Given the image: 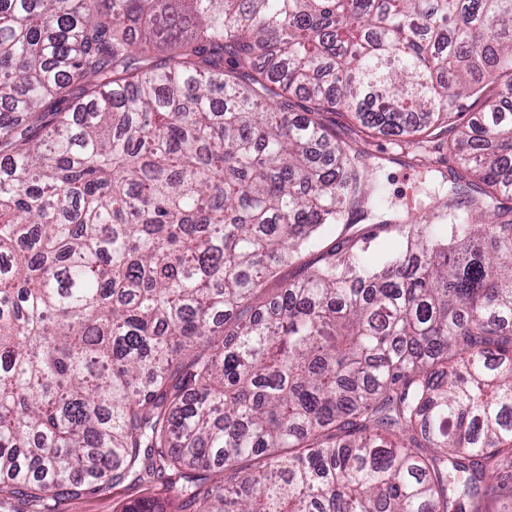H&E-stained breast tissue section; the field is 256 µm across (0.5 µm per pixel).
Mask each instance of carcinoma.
Listing matches in <instances>:
<instances>
[{
  "label": "carcinoma",
  "instance_id": "1",
  "mask_svg": "<svg viewBox=\"0 0 512 512\" xmlns=\"http://www.w3.org/2000/svg\"><path fill=\"white\" fill-rule=\"evenodd\" d=\"M503 88L512 0H0V496L509 512ZM336 113L422 166L442 128L468 145L450 223L382 219L267 299L323 225L375 216ZM160 493L159 497L165 502L168 512H194V506L183 502L177 496L176 491L163 488L161 485H132L124 483L115 489L108 488L99 494L92 496H81L77 498L59 501L55 506L56 512H116L118 505L127 502H134L138 499L154 496Z\"/></svg>",
  "mask_w": 512,
  "mask_h": 512
}]
</instances>
